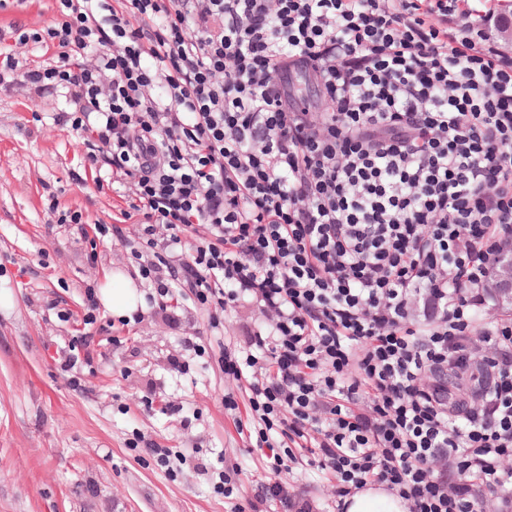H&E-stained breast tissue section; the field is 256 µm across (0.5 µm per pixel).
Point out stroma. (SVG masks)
Listing matches in <instances>:
<instances>
[{
    "instance_id": "1",
    "label": "stroma",
    "mask_w": 512,
    "mask_h": 512,
    "mask_svg": "<svg viewBox=\"0 0 512 512\" xmlns=\"http://www.w3.org/2000/svg\"><path fill=\"white\" fill-rule=\"evenodd\" d=\"M56 16V0H10L0 54L23 69L40 61L45 44L16 33ZM67 108L60 87L0 89V512H251L267 458L239 435L247 408L224 409L236 387L219 358L256 315L187 288L153 302L140 274L152 251L125 201L98 187L91 144L59 120ZM67 210L123 235L84 236L58 224ZM114 273L134 280L136 320L89 306L87 290ZM73 349L85 362L68 370Z\"/></svg>"
}]
</instances>
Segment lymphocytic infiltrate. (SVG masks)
Here are the masks:
<instances>
[{
	"instance_id": "1",
	"label": "lymphocytic infiltrate",
	"mask_w": 512,
	"mask_h": 512,
	"mask_svg": "<svg viewBox=\"0 0 512 512\" xmlns=\"http://www.w3.org/2000/svg\"><path fill=\"white\" fill-rule=\"evenodd\" d=\"M464 0H59L54 61L90 162L128 185L159 295L179 233L200 302L253 303L224 345L272 470L305 462L331 504L258 484L252 512H346L380 484L409 512H512V318L485 317L512 242V52ZM308 62L327 109L275 88ZM470 375L455 397L448 369ZM181 243L176 245L172 250L173 266L171 269L172 276L168 273V271L164 272L165 279L171 280L172 278H181L182 271L180 268V264L184 261L189 260V256L195 251V249L200 246L203 242V232L200 229V232L195 234L185 233L181 234ZM180 259V260H179Z\"/></svg>"
}]
</instances>
